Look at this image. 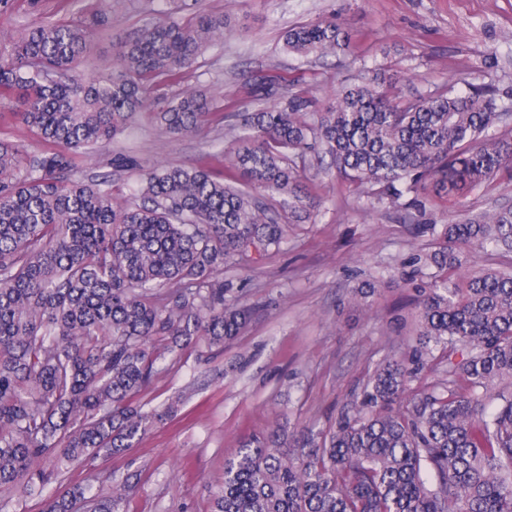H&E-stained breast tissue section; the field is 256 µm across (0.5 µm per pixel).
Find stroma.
I'll return each mask as SVG.
<instances>
[{"instance_id": "1", "label": "stroma", "mask_w": 512, "mask_h": 512, "mask_svg": "<svg viewBox=\"0 0 512 512\" xmlns=\"http://www.w3.org/2000/svg\"><path fill=\"white\" fill-rule=\"evenodd\" d=\"M108 18L81 71L93 76L112 62L113 37L138 27L146 15H224L231 27L222 42L187 71L192 87L236 102L254 73L284 77L322 108L336 90L356 82L361 66L380 67L407 94L426 95L451 84L468 89L473 73L496 57L488 79L512 106V0H98ZM56 0H0V41L10 42L33 23L52 17ZM318 19L340 23L348 51L323 58L288 52L283 35ZM226 121L213 113L202 132L175 138L148 117L92 157H77L85 179L109 176L112 191L130 196L138 172L113 169L115 153L143 164L203 165L224 169ZM306 191L319 202L312 221L291 225L281 250L256 266L241 292L255 310L248 328L221 350L200 346L165 363L142 393L152 409L180 393L184 402L167 423L151 428L133 447L100 454L70 467L52 483L55 492L95 475L138 484L123 512H210L224 482V462L245 439L281 426L287 431L327 429L360 391L378 362L413 341L418 309L414 289L392 277L436 237L417 233L422 223H447L448 199L432 194L426 213L369 203L361 190L331 180L316 162L301 171Z\"/></svg>"}]
</instances>
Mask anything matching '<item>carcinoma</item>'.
Masks as SVG:
<instances>
[{
	"label": "carcinoma",
	"instance_id": "1",
	"mask_svg": "<svg viewBox=\"0 0 512 512\" xmlns=\"http://www.w3.org/2000/svg\"><path fill=\"white\" fill-rule=\"evenodd\" d=\"M228 19L205 11L149 18L112 41V64L80 66L104 18L42 21L0 51V100L47 149L0 139V512L44 495L42 512H119L132 484L89 483L44 494L54 476L101 452L130 448L179 399L137 403L160 363L241 335L252 308L228 271H250L305 222L315 202L293 157L322 153L367 195L422 209L432 184L460 198L512 172V114L480 82L406 98L382 68L342 87L321 112L273 74L245 93L262 107L229 125L227 176L157 165L121 200L110 181L77 177L74 158L123 134L143 112L175 137L200 133L214 98L162 85L224 39ZM286 49L326 57L349 46L330 21L288 30ZM62 145L65 150H58ZM278 198L264 205L257 193ZM442 246L412 257L419 329L402 359L379 363L348 411L302 431L244 441L225 462L212 512H512V265L472 269L479 252L512 253V205L436 230ZM439 378L427 381L428 374Z\"/></svg>",
	"mask_w": 512,
	"mask_h": 512
}]
</instances>
